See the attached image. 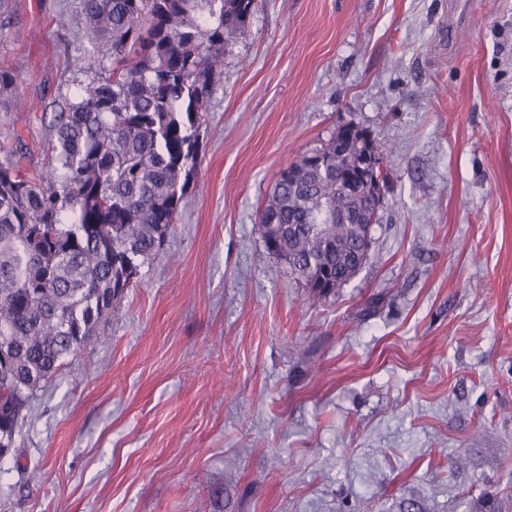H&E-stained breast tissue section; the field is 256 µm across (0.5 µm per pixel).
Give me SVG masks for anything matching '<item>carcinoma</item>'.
<instances>
[{
    "mask_svg": "<svg viewBox=\"0 0 512 512\" xmlns=\"http://www.w3.org/2000/svg\"><path fill=\"white\" fill-rule=\"evenodd\" d=\"M255 0H79L81 37L102 78L80 85L53 119L45 169L0 161V433L15 436L41 383L75 356L169 236L198 175L203 112L229 40ZM17 77L0 70V109ZM373 140L342 128L276 179L259 224L275 256L319 301L360 270L378 223L366 188L344 193Z\"/></svg>",
    "mask_w": 512,
    "mask_h": 512,
    "instance_id": "carcinoma-1",
    "label": "carcinoma"
}]
</instances>
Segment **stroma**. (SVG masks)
Instances as JSON below:
<instances>
[{"label": "stroma", "instance_id": "stroma-1", "mask_svg": "<svg viewBox=\"0 0 512 512\" xmlns=\"http://www.w3.org/2000/svg\"><path fill=\"white\" fill-rule=\"evenodd\" d=\"M77 0H7L0 158L47 162L94 70ZM366 129L367 264L311 304L266 251L280 170ZM171 235L38 391L0 512H512V0H256Z\"/></svg>", "mask_w": 512, "mask_h": 512}]
</instances>
